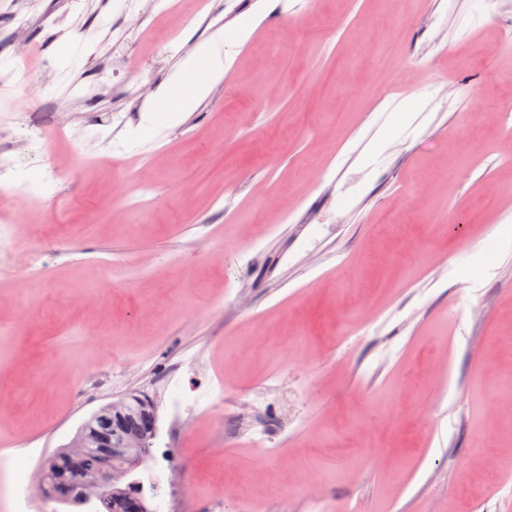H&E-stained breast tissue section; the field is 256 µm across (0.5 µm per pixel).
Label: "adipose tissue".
I'll return each instance as SVG.
<instances>
[{
    "label": "adipose tissue",
    "mask_w": 512,
    "mask_h": 512,
    "mask_svg": "<svg viewBox=\"0 0 512 512\" xmlns=\"http://www.w3.org/2000/svg\"><path fill=\"white\" fill-rule=\"evenodd\" d=\"M224 40L223 37L219 36L199 45L192 54L179 62L177 78L189 83L190 91L187 95L172 104L168 101V90H160L159 100L167 105L169 123L179 122L184 113L195 110L199 103L209 95L211 85L209 82L199 79L198 72L201 65L204 64L212 69L223 67L224 58L221 54V48Z\"/></svg>",
    "instance_id": "adipose-tissue-1"
}]
</instances>
